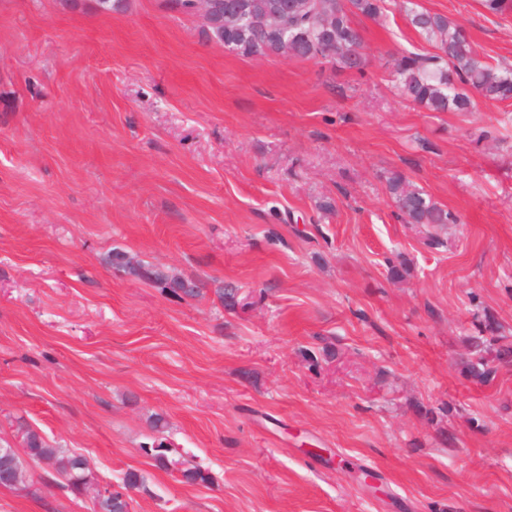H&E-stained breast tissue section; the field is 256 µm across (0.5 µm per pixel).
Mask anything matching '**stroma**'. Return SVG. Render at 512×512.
Segmentation results:
<instances>
[{
  "label": "stroma",
  "instance_id": "35a3bbf8",
  "mask_svg": "<svg viewBox=\"0 0 512 512\" xmlns=\"http://www.w3.org/2000/svg\"><path fill=\"white\" fill-rule=\"evenodd\" d=\"M416 2L512 65V11ZM354 22L360 72L237 55L169 0H0V447L23 423L136 472L130 512H512V366L465 370L485 318L512 343V101L407 102L389 61L434 43L395 0ZM394 171L457 223H404ZM24 465L0 512H92ZM125 265L128 267L131 274L140 278L159 282L164 285L165 290H168L169 293L175 296H180V294H183L189 297H196L200 293L199 288H190V290H186L184 286L188 282L185 280L169 278L158 270L147 269L140 264H132L129 261L125 262Z\"/></svg>",
  "mask_w": 512,
  "mask_h": 512
}]
</instances>
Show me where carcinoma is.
<instances>
[{
	"label": "carcinoma",
	"instance_id": "1",
	"mask_svg": "<svg viewBox=\"0 0 512 512\" xmlns=\"http://www.w3.org/2000/svg\"><path fill=\"white\" fill-rule=\"evenodd\" d=\"M400 9L420 34L434 38L440 53L426 56L404 54L392 60L395 87L401 97L432 112H470L474 96L486 100H512V68L485 65L477 60L464 29L448 17L422 11L414 0H401ZM383 0H210L202 15L206 31L232 51L247 57L282 55L307 60L331 58L343 69L360 70L365 58L362 37L352 17L377 19ZM284 18L272 22L278 12ZM388 191L408 224L443 226L457 221L451 211L438 206L403 175L389 177ZM137 277L159 282L169 293L189 297L199 289H185L187 281L170 278L158 270L125 261ZM498 325L487 318L480 335L473 337V357L468 363L472 377L484 382L497 368L512 365V346H498ZM24 455L47 461L65 480L62 487L80 492L93 483L84 457L67 454L38 431L22 434ZM145 452L162 466L168 448L159 438L145 445ZM0 486H26V474L17 449L0 458ZM96 512H128V502L118 491L97 502Z\"/></svg>",
	"mask_w": 512,
	"mask_h": 512
}]
</instances>
